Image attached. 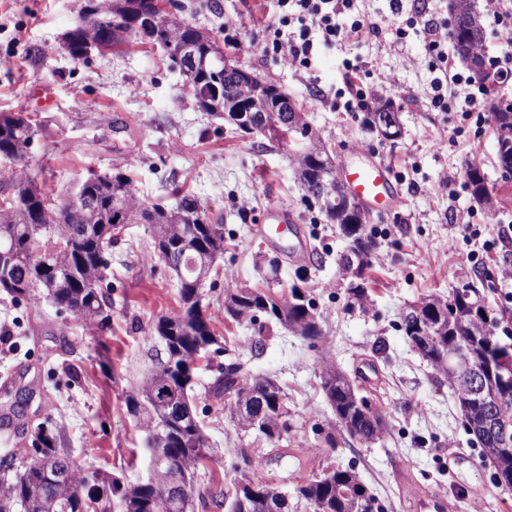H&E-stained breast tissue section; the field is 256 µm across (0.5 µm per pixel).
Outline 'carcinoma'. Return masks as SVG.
Segmentation results:
<instances>
[{
  "label": "carcinoma",
  "mask_w": 512,
  "mask_h": 512,
  "mask_svg": "<svg viewBox=\"0 0 512 512\" xmlns=\"http://www.w3.org/2000/svg\"><path fill=\"white\" fill-rule=\"evenodd\" d=\"M134 1L143 12H149L153 0H99L105 6H114L116 12L126 11ZM450 39L455 53L465 59L462 50L470 48L477 53L476 66L471 74L485 82L489 77L488 60L482 51L483 26L479 13L471 10V19L454 15ZM197 101H209L216 111L227 114L238 129L244 127L238 90L229 75L217 76L197 71L191 83ZM499 111L493 113L494 134L497 142V165L504 182L512 179V99L498 101ZM38 127L29 118L15 114L13 123L0 131V157L15 160L29 147ZM473 197L484 193L492 196L485 174L469 164L466 168ZM298 180L307 195L318 198L320 185L336 184V175L330 156L322 147L312 146L298 159ZM84 196L82 208L72 215L65 212L66 203L56 202L41 192L37 184L25 181L29 200L6 218L0 217V290L28 300H37V289L59 307L69 309L89 321L102 324L109 321L106 303L99 282L107 276L108 256L112 249V225L150 224L156 238H169L170 250L163 260L175 272L179 282L181 310L174 316H161L154 327L157 336L164 339L166 360L160 369L145 379L126 398L128 412L139 425L160 426L163 453L195 468L189 448L205 434L204 425L190 410L189 392L192 390L196 361L204 356L208 346L217 339L215 330L199 308L196 287L202 269L215 263L224 254V225L211 224L201 218L196 201L183 197L169 209L151 204L143 209L125 208L118 203L128 198L139 203L130 179L122 173L111 176L107 182L84 181L80 186ZM330 224L344 226L347 207L343 200L331 198L328 205L320 204ZM482 292L473 284L456 288L441 298L438 313H425L436 331L419 354L439 373L448 378L462 416L464 432L479 449L482 459L490 462L493 480L499 487L512 488V320H506L507 310H493L481 303ZM236 304L244 311L250 323L258 325V334L270 333L281 325L278 310L302 325V336L316 340L322 336L313 303L291 289L289 297L269 288L265 291L236 288L224 294V305ZM483 311L480 321L473 312ZM469 358L472 366L482 373L484 396L477 397L452 375L449 368L459 351ZM336 388L330 406L342 429L356 441L368 444L379 438L378 422L383 420L378 409L367 417L353 407L351 389L345 373L336 371ZM210 393L224 400V410L232 413V406L246 411L273 409L282 390L273 388L266 377L251 376L243 364L236 362L235 370L214 382ZM493 413L507 424L509 436L490 435L478 424L485 413ZM76 483L77 494L70 501L68 512H94V505L104 496H118L123 512H167L158 495L160 477L153 475L146 481L124 485L117 479L78 474V466L67 463ZM233 485L253 487L257 491L273 490L255 478L254 465L241 470ZM301 501L307 512H379L377 500L353 468L335 467L327 473L312 477L300 488ZM212 503L234 512L236 495H224L221 488L208 492ZM0 512H57L52 504V482L44 462L36 460L13 477L0 480Z\"/></svg>",
  "instance_id": "carcinoma-1"
}]
</instances>
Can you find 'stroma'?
<instances>
[{
  "label": "stroma",
  "instance_id": "35a3bbf8",
  "mask_svg": "<svg viewBox=\"0 0 512 512\" xmlns=\"http://www.w3.org/2000/svg\"><path fill=\"white\" fill-rule=\"evenodd\" d=\"M87 2L0 0V113L26 112L40 128L22 160L0 159V186L25 176L63 201L90 174L120 171L143 200L172 205L187 193L204 220L223 225L224 253L202 305L228 356L282 385L293 428L276 453L241 436L209 392L225 358L199 365L192 401L213 459L197 469L196 493L216 483L232 490L235 451L249 448L260 481L282 489L318 470L350 466L381 512H459L462 502L470 512H512V489L495 486L492 467L467 443L447 379L400 328L409 304L447 296L482 268L495 277L488 303L512 311V276L504 273L512 267V182H503L495 164L490 110L465 116L460 87L444 112L387 94L400 125L399 136L388 139L369 129L362 113L335 109L348 58L359 60L369 83L401 84L418 95L436 76L418 36L397 40L388 0L359 4L378 34L322 51L310 71L266 52L270 0H182L184 19L301 107L335 165L364 150L391 167L401 203L368 223L376 248L360 306L341 268L348 241L305 201L297 178L295 158L308 141L280 144L201 111L164 51L137 38L106 55L71 59L61 38ZM36 87L51 94L50 105L32 100ZM472 162L494 186V204L473 199L465 177ZM272 208L295 216L311 245L305 262L289 263L287 230L264 219ZM107 280L111 317L103 326L46 297L31 302L0 292V456L11 455L16 467L34 461L31 433L43 426L85 473L127 485L148 475L146 436L126 397L165 360L153 327L180 307L176 276L159 257L150 225H128L113 243ZM242 286L300 288L315 305L321 339L280 329L255 351V326L224 315L225 289ZM380 340L386 350L378 354ZM326 355L381 411L385 431L375 443L360 444L338 425L319 387ZM19 392L27 395L21 406Z\"/></svg>",
  "mask_w": 512,
  "mask_h": 512
}]
</instances>
